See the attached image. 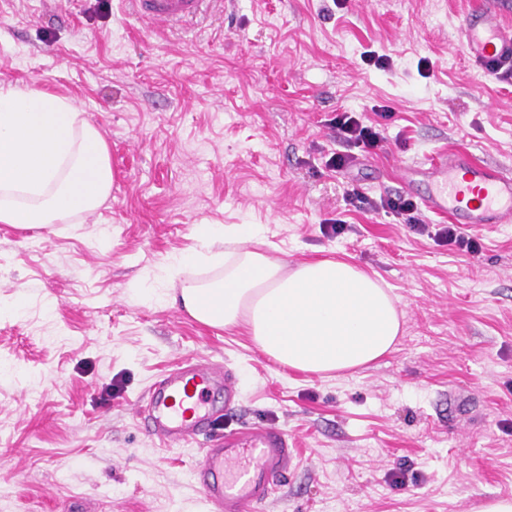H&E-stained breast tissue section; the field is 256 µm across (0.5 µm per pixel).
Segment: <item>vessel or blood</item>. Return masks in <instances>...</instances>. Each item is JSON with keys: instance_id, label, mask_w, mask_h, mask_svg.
I'll return each mask as SVG.
<instances>
[{"instance_id": "b4317fda", "label": "vessel or blood", "mask_w": 512, "mask_h": 512, "mask_svg": "<svg viewBox=\"0 0 512 512\" xmlns=\"http://www.w3.org/2000/svg\"><path fill=\"white\" fill-rule=\"evenodd\" d=\"M148 26L164 29L196 17L204 0H128ZM460 36L472 62L483 69L512 58V27L495 9L473 11ZM406 186L427 182L420 198L426 211L463 226L512 224V173L490 166L466 150H457L400 171ZM223 394V408L213 397ZM239 400L235 375L223 368L186 362L164 375L138 406L148 433L170 446L199 436L209 442L192 471L210 512H257L292 469L293 443L277 427L248 426L213 436L219 410Z\"/></svg>"}]
</instances>
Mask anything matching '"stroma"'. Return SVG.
I'll return each mask as SVG.
<instances>
[{
    "label": "stroma",
    "instance_id": "35a3bbf8",
    "mask_svg": "<svg viewBox=\"0 0 512 512\" xmlns=\"http://www.w3.org/2000/svg\"><path fill=\"white\" fill-rule=\"evenodd\" d=\"M512 0H221L149 30L126 0H0V82L71 98L105 138L108 202L52 231L0 224V512H207L204 439L168 447L133 407L187 358L239 377L241 425L288 432L293 470L262 512H475L512 497V226L466 228L472 255L371 199L395 170L465 149L512 171V84L483 74L464 16ZM384 56L379 66L363 58ZM365 152L330 125L375 120ZM348 164L331 167L332 156ZM344 220L329 237L322 224ZM199 224H259L291 263L352 258L405 311L393 351L338 378L288 369L244 330L138 299Z\"/></svg>",
    "mask_w": 512,
    "mask_h": 512
}]
</instances>
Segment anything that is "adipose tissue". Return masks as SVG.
Masks as SVG:
<instances>
[{"instance_id":"obj_1","label":"adipose tissue","mask_w":512,"mask_h":512,"mask_svg":"<svg viewBox=\"0 0 512 512\" xmlns=\"http://www.w3.org/2000/svg\"><path fill=\"white\" fill-rule=\"evenodd\" d=\"M107 143L65 96L0 84V224L47 228L95 213L110 197ZM198 249L146 272L134 291L168 300L160 286L177 267L204 264L217 276L180 290L196 321L245 329L283 366L330 375L363 368L390 353L404 313L376 274L343 259L288 263L255 249L256 224H200Z\"/></svg>"}]
</instances>
